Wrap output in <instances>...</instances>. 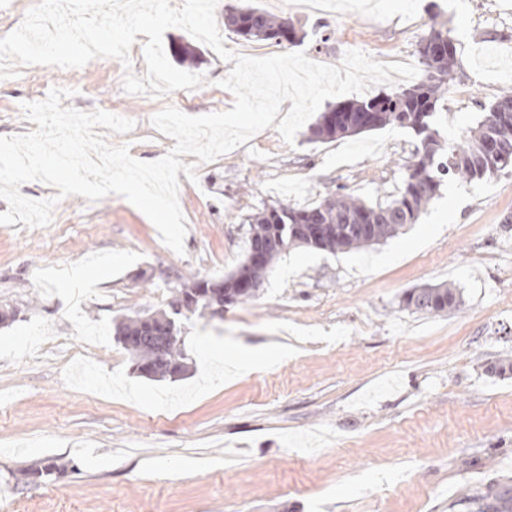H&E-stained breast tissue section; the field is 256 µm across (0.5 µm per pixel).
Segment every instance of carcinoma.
<instances>
[{
	"instance_id": "cac0c4a2",
	"label": "carcinoma",
	"mask_w": 512,
	"mask_h": 512,
	"mask_svg": "<svg viewBox=\"0 0 512 512\" xmlns=\"http://www.w3.org/2000/svg\"><path fill=\"white\" fill-rule=\"evenodd\" d=\"M224 25L248 41L271 40L278 44L300 43L293 24L259 7L231 8ZM424 78L400 91L379 93L371 98L341 102L321 113L310 128V139L332 142L387 126L406 129L418 139L414 161L408 168L404 188L385 203L368 204L347 193H338L314 205L294 207L288 203L263 206L249 216L248 249L266 246L264 261L253 266L250 276L260 287L275 261L291 246L312 247L330 253L345 252L377 244L395 236L417 221L435 196L444 177L481 179L512 168V92L496 98L478 113L472 126L457 140L441 135L436 124L438 104L445 99L454 80L456 51L445 25H432L419 43ZM495 140L506 159L492 165L487 141ZM303 224H325L327 232L317 242L304 238ZM232 274L220 280L194 279L178 290L175 314L202 318L212 313L216 302L208 289L228 282ZM405 307L416 312L438 315L459 305V292L449 285L414 288L403 297ZM174 320L166 312L129 318L115 326V335L136 359L139 372L149 378L164 379L184 370L178 340L160 346L147 335ZM138 335L129 343L125 337Z\"/></svg>"
}]
</instances>
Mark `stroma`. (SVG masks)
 I'll list each match as a JSON object with an SVG mask.
<instances>
[{"label": "stroma", "mask_w": 512, "mask_h": 512, "mask_svg": "<svg viewBox=\"0 0 512 512\" xmlns=\"http://www.w3.org/2000/svg\"><path fill=\"white\" fill-rule=\"evenodd\" d=\"M352 13L303 17L293 0L255 5L305 34L283 52L330 60L359 49L419 62V42L446 23L457 81L439 128L459 138L478 103L512 91V0H355ZM146 35L129 65L87 64L0 80V136L27 133L23 103L54 87L63 104L111 106L135 127L107 134L154 161L175 141L151 123L171 106L199 116L231 109L219 82L232 68L180 28L163 47L206 85L155 97L123 89L146 73ZM190 44L198 64L181 63ZM417 139L395 127L323 143L267 128L181 179L184 254L124 198H57L45 227L0 225V512H498L512 488V171L441 185L415 224L348 252L293 247L258 295L224 312L179 319L187 371L153 380L115 338L124 317L170 310L181 280L218 279L247 248L262 204L307 205L338 187L372 203L396 197ZM451 284L455 311L405 308L406 291ZM289 357L228 378L243 348ZM96 363L104 385L77 376ZM56 464L58 473L25 477Z\"/></svg>", "instance_id": "stroma-1"}]
</instances>
